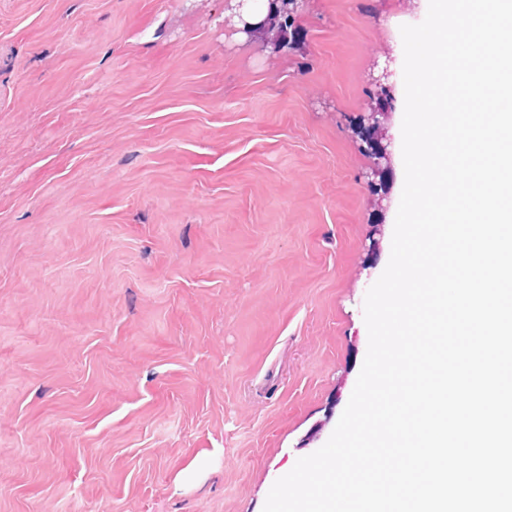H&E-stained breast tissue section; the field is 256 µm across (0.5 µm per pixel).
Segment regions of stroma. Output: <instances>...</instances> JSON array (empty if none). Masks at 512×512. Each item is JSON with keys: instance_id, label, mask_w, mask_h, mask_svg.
<instances>
[{"instance_id": "stroma-1", "label": "stroma", "mask_w": 512, "mask_h": 512, "mask_svg": "<svg viewBox=\"0 0 512 512\" xmlns=\"http://www.w3.org/2000/svg\"><path fill=\"white\" fill-rule=\"evenodd\" d=\"M427 0H0V512H263L368 348L390 205L340 121ZM198 457L194 483L177 475ZM258 0H224V11L237 17L240 26L232 29V34H243L246 41L267 39L266 18H260L257 8ZM294 3V5H293ZM271 11L267 16L268 19V36L272 42H278L280 47H285L283 51L291 53H303L302 50L305 47V36L306 32L303 30L300 37L296 38L290 31L292 22L290 20V13L294 10V17L296 19L295 25L300 24L301 18L304 16L306 7L308 5L307 0H276L271 2ZM274 5L277 7L274 8ZM294 6V7H293ZM292 29V30H293ZM291 33V40L290 36Z\"/></svg>"}]
</instances>
